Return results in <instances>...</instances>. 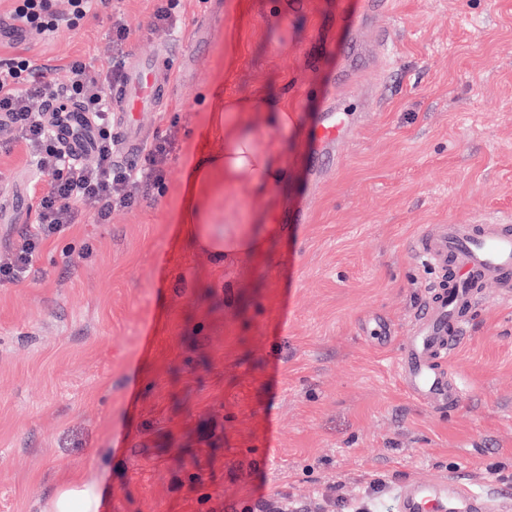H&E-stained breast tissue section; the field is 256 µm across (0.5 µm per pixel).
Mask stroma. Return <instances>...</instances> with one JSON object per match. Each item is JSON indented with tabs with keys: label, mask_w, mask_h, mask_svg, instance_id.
<instances>
[{
	"label": "stroma",
	"mask_w": 512,
	"mask_h": 512,
	"mask_svg": "<svg viewBox=\"0 0 512 512\" xmlns=\"http://www.w3.org/2000/svg\"><path fill=\"white\" fill-rule=\"evenodd\" d=\"M360 2L101 0L74 29L0 47L59 89L74 57L111 67L113 24L126 53L175 48L170 99L140 115L147 139L175 136L162 186L108 223L85 213L0 288V512H41L74 475L98 477L104 512H245L282 495L301 512H398L421 481L512 512V306L482 288L452 362L457 409L413 399L396 368L439 276L410 243L512 215V0H385L364 38L388 32V48L343 86ZM161 6L174 28L155 26ZM219 82L281 96L300 130L262 253L217 266L173 216ZM336 99L366 121L316 177L311 139ZM18 172L31 175L13 200L23 221L0 219V259L45 188L24 140L0 142V182Z\"/></svg>",
	"instance_id": "obj_1"
}]
</instances>
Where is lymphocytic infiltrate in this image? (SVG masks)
Returning a JSON list of instances; mask_svg holds the SVG:
<instances>
[{"instance_id":"f902f5d3","label":"lymphocytic infiltrate","mask_w":512,"mask_h":512,"mask_svg":"<svg viewBox=\"0 0 512 512\" xmlns=\"http://www.w3.org/2000/svg\"><path fill=\"white\" fill-rule=\"evenodd\" d=\"M98 0H67L66 12H58L53 0H13L10 22L0 27V42H14L35 36H52L73 28L78 20L95 11ZM31 69L29 59L18 56L0 65V133L24 139L47 189L40 199V222L25 234L9 261L0 263V285L23 283L48 238L63 233L75 223L79 212L94 211L99 221H107L116 208L131 207L139 188L161 185L164 165L173 147L172 136L155 138L141 151V160L119 164L112 152V112L110 94L120 83V64L96 79L86 61L69 65L70 83L66 94L94 115L98 125L96 162L84 167L68 159L52 133L30 106L32 99L44 100L55 90L46 83L24 85Z\"/></svg>"}]
</instances>
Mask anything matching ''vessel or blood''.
<instances>
[{"label": "vessel or blood", "mask_w": 512, "mask_h": 512, "mask_svg": "<svg viewBox=\"0 0 512 512\" xmlns=\"http://www.w3.org/2000/svg\"><path fill=\"white\" fill-rule=\"evenodd\" d=\"M382 6V0H364L359 24L350 30V60L365 56L362 28ZM169 60L170 50L163 47L150 56L131 55L124 62V80L112 90L116 158L120 163L132 162L144 144L137 132L139 114L157 111L171 93ZM41 117L75 162H82L93 152L96 126L91 113L55 98L47 101ZM357 123L353 113L336 104L330 106L314 133L316 154L331 156L336 143L352 135ZM411 251L417 261L439 270L441 278L403 338L398 374L414 399L433 408H452L461 401L464 388L450 361L469 323L477 289L496 284L501 300L512 302V217L435 225L413 240ZM400 509L447 512L448 500L437 487L419 483L402 495Z\"/></svg>", "instance_id": "b4317fda"}]
</instances>
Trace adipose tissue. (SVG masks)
<instances>
[{"instance_id": "obj_1", "label": "adipose tissue", "mask_w": 512, "mask_h": 512, "mask_svg": "<svg viewBox=\"0 0 512 512\" xmlns=\"http://www.w3.org/2000/svg\"><path fill=\"white\" fill-rule=\"evenodd\" d=\"M292 128L287 103L268 90L230 99L215 94L201 137H218L222 147L199 151L186 161L178 213L183 241L217 262L234 254L260 252L263 228L225 232L216 203L227 196L266 201L271 189L288 178L287 147L271 136ZM102 501L103 489L96 478L73 479L53 490L43 512H100Z\"/></svg>"}]
</instances>
